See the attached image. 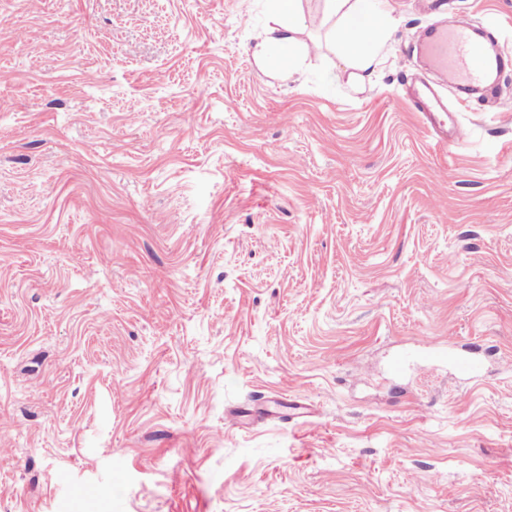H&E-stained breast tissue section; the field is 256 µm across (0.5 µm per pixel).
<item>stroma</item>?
Segmentation results:
<instances>
[{"label":"stroma","instance_id":"stroma-1","mask_svg":"<svg viewBox=\"0 0 512 512\" xmlns=\"http://www.w3.org/2000/svg\"><path fill=\"white\" fill-rule=\"evenodd\" d=\"M390 3L354 87L324 0L293 72L271 0H0V512H512V73L459 146L403 92L512 0ZM427 348L428 358L431 363H450L455 375L464 380H473L480 377L483 370V360L480 358L460 356L453 353L454 344L448 343V358L442 350H439L429 342L423 344Z\"/></svg>","mask_w":512,"mask_h":512}]
</instances>
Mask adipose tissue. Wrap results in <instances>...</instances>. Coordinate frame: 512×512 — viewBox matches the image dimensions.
I'll return each mask as SVG.
<instances>
[{
	"label": "adipose tissue",
	"mask_w": 512,
	"mask_h": 512,
	"mask_svg": "<svg viewBox=\"0 0 512 512\" xmlns=\"http://www.w3.org/2000/svg\"><path fill=\"white\" fill-rule=\"evenodd\" d=\"M301 0H273L272 18L253 47L256 57H264L270 48H278L289 67H296L309 54L308 46L298 38ZM327 12L335 17L333 38L337 54L348 70V80L362 83L380 62L393 17L382 0L367 6L365 0H325Z\"/></svg>",
	"instance_id": "obj_1"
}]
</instances>
